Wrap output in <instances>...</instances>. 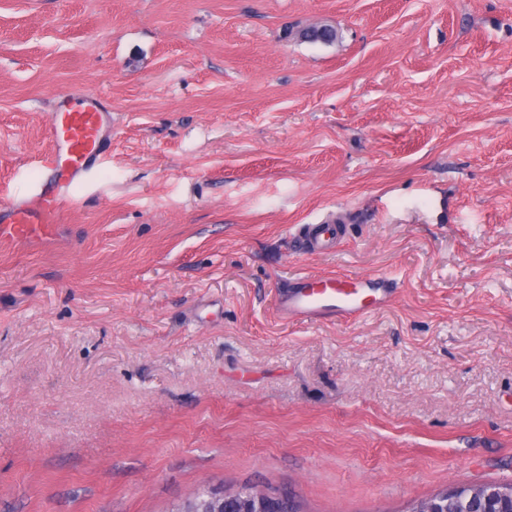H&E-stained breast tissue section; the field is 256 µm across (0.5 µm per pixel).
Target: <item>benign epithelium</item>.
<instances>
[{"label": "benign epithelium", "mask_w": 512, "mask_h": 512, "mask_svg": "<svg viewBox=\"0 0 512 512\" xmlns=\"http://www.w3.org/2000/svg\"><path fill=\"white\" fill-rule=\"evenodd\" d=\"M468 497L478 512H512V486L474 484L466 488L451 487L427 498L411 502L409 512H467L461 498ZM279 493L267 488L224 487L204 490L175 505L171 512H270Z\"/></svg>", "instance_id": "obj_1"}]
</instances>
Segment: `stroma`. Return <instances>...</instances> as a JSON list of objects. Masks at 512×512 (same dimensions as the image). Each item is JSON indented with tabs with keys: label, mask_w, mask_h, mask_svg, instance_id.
Here are the masks:
<instances>
[{
	"label": "stroma",
	"mask_w": 512,
	"mask_h": 512,
	"mask_svg": "<svg viewBox=\"0 0 512 512\" xmlns=\"http://www.w3.org/2000/svg\"><path fill=\"white\" fill-rule=\"evenodd\" d=\"M60 91L110 146L51 239L0 238V512L512 483V0H0V208ZM331 273L397 288L280 317ZM299 232L313 251L331 249L336 245V239L345 235L344 229L336 224H303ZM387 278L300 276L280 299L278 312L290 319H314L328 312L366 315L379 309L392 294Z\"/></svg>",
	"instance_id": "1"
}]
</instances>
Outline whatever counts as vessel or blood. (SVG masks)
<instances>
[{"mask_svg": "<svg viewBox=\"0 0 512 512\" xmlns=\"http://www.w3.org/2000/svg\"><path fill=\"white\" fill-rule=\"evenodd\" d=\"M107 112L96 97L61 93L49 117L56 149L33 194L9 207L0 237L21 241L50 237L72 187L96 164L102 153L101 130ZM311 249L328 250L344 230L335 224H305L300 228ZM387 278L301 276L280 299L279 313L290 319H314L329 312L365 315L379 309L392 294Z\"/></svg>", "mask_w": 512, "mask_h": 512, "instance_id": "1", "label": "vessel or blood"}]
</instances>
